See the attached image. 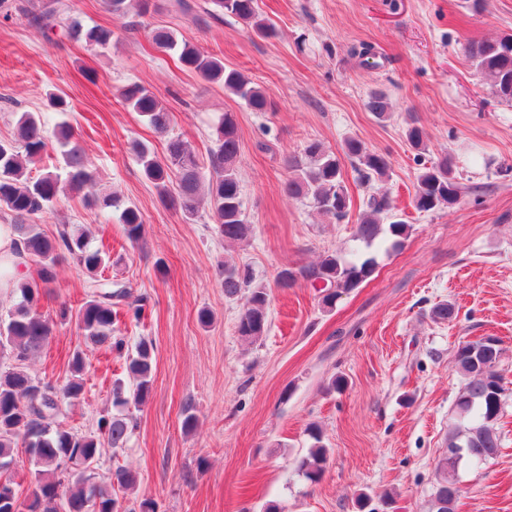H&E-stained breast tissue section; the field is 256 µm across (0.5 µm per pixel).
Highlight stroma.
Listing matches in <instances>:
<instances>
[{
	"instance_id": "obj_1",
	"label": "stroma",
	"mask_w": 512,
	"mask_h": 512,
	"mask_svg": "<svg viewBox=\"0 0 512 512\" xmlns=\"http://www.w3.org/2000/svg\"><path fill=\"white\" fill-rule=\"evenodd\" d=\"M41 2L0 0V140L16 137L23 112L41 113L50 126L67 118L97 193L135 203L146 225L145 246H131L118 212L69 191L38 220L49 236L63 224L88 231L112 255L106 276L148 298L144 318L121 317L118 329L127 345L152 341V393L128 448L102 459L99 479L117 464L138 472L137 487L118 498H153L159 512H263L269 502L281 512H357L359 494L384 492L388 502L378 512H427L465 382L456 347L494 336L509 388L500 448L482 464L461 465L456 512H512V171L499 172L512 168V106L489 93L465 54L469 41L512 33V0H258L276 27L269 38L228 16L192 25L169 11L170 0H152L142 17L114 16L104 0H66L85 23L112 29L104 50L30 25L21 9ZM159 25L241 71L271 109L252 111L222 84L178 66L175 53L151 43L149 31ZM364 43L376 52L375 68L353 53ZM134 82L154 92L173 116L170 134L203 160L214 123L234 113L242 209L252 226L246 242H224L207 211L185 219L144 177L129 142L161 156L165 137L124 105L120 90ZM376 90L391 101L390 119L366 109ZM52 93L66 100V115L48 108ZM413 122L426 132L424 150L406 140ZM349 137L389 154L388 177L376 185L359 179L342 151ZM312 140L334 152L342 169L352 197L343 221L282 190L288 156ZM444 154L456 163L462 195L453 207L418 212L417 176ZM377 188L411 229L399 249L376 247L370 281L330 310L309 283L277 287L284 266L327 254L358 257L355 226ZM228 258L250 265L269 290V327L253 344L236 333L241 300L219 286ZM82 284L76 262L63 258L59 282L42 302L53 333L28 367L60 387L73 352L84 351L85 397L64 422L85 432L111 413L112 384L127 373L116 353L85 346L75 320L56 318L60 303L82 302ZM444 301L456 306L453 321L432 316ZM204 310L212 315L207 325L199 319ZM335 376L345 378L344 391H330ZM190 413L197 427L188 432L182 422ZM312 425L330 450L317 484L294 469L312 445Z\"/></svg>"
}]
</instances>
